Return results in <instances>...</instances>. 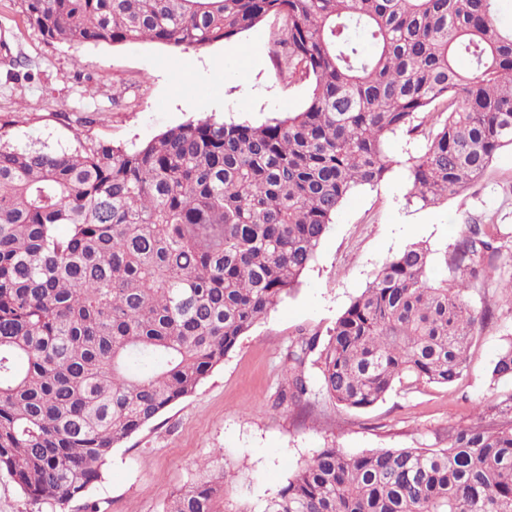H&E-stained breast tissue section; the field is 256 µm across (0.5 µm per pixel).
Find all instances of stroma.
Masks as SVG:
<instances>
[{"instance_id":"obj_1","label":"stroma","mask_w":512,"mask_h":512,"mask_svg":"<svg viewBox=\"0 0 512 512\" xmlns=\"http://www.w3.org/2000/svg\"><path fill=\"white\" fill-rule=\"evenodd\" d=\"M281 28V18L267 16L236 37L232 54L221 42L73 47L46 41L15 0H0V125L17 146H66L78 136L134 149L206 116L261 125L302 111L309 80L284 83L276 74ZM425 145L420 137H390L386 152L397 167L377 187L345 200L297 290L193 394L114 448L101 482L67 512H165L175 491L203 477L204 462L225 475L224 512H239L274 496L320 449L434 448L449 425L469 424L480 406L512 392L511 380L491 377L512 341V293L476 287L467 300L477 308L491 304L496 319L455 384L397 386L367 409L319 397L302 414L279 401L289 346L302 333L327 341L377 268L407 243L444 251L480 217L512 232V147L495 154L477 184L424 207L405 199V162Z\"/></svg>"}]
</instances>
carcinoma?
Returning a JSON list of instances; mask_svg holds the SVG:
<instances>
[{"mask_svg": "<svg viewBox=\"0 0 512 512\" xmlns=\"http://www.w3.org/2000/svg\"><path fill=\"white\" fill-rule=\"evenodd\" d=\"M497 2L18 0L29 27L73 46L231 45L280 15L279 75L312 91L284 119H198L132 150L77 135L19 148L0 125V470L53 509L86 497L112 448L194 393L299 286L343 202L392 172L388 137L427 140L407 161V201L478 182L512 146V28ZM506 243L501 225L471 220L440 281L431 248L407 244L326 343L288 349L282 400L319 391L366 409L396 384H454L493 318L466 292ZM491 377L512 379V342ZM223 500L211 473L166 512H223ZM243 512H512V393L448 426L443 448H322Z\"/></svg>", "mask_w": 512, "mask_h": 512, "instance_id": "obj_1", "label": "carcinoma"}]
</instances>
